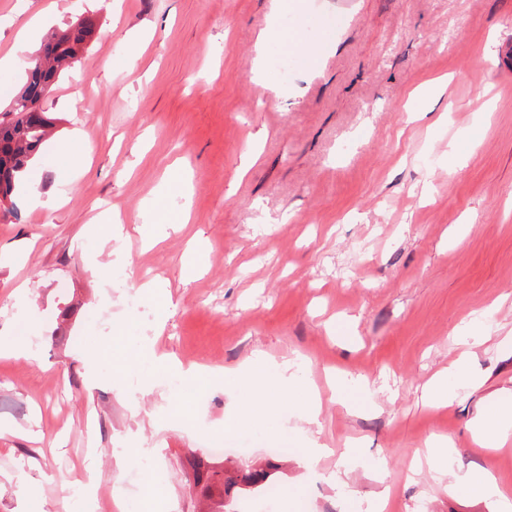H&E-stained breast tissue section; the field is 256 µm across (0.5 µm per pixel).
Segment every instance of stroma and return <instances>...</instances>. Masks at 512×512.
I'll return each mask as SVG.
<instances>
[{
    "label": "stroma",
    "instance_id": "1",
    "mask_svg": "<svg viewBox=\"0 0 512 512\" xmlns=\"http://www.w3.org/2000/svg\"><path fill=\"white\" fill-rule=\"evenodd\" d=\"M0 0V109L24 61L72 21L95 23L89 48L44 106L51 139L0 220V512H100L99 492L132 500L146 479L169 512H199L192 464L215 442L240 444L247 469L275 461L278 512H497L495 499L446 490L413 470L428 439H452V472L491 469L512 491V446L474 442L489 401L512 391V0ZM35 42L20 31L33 17ZM280 29L291 81L259 36ZM320 46L310 59L309 46ZM444 93L412 113L426 80ZM81 144L54 155L73 128ZM185 178L167 190L172 167ZM62 193L53 210L29 194ZM165 195L187 221L154 245L136 228ZM123 226L104 244L102 214ZM172 305L160 311L141 281ZM43 324L30 332L28 318ZM125 329L133 347L213 369L295 360L319 391V425L281 397L275 417L234 437L238 395L144 387L138 372L90 376L89 340ZM467 353L472 387L452 405L424 385ZM346 382L339 396L328 383ZM191 398L197 422L168 410ZM150 467L116 459L130 444ZM327 453L306 465L302 451ZM272 448L286 456L270 458ZM94 493L73 499L72 480Z\"/></svg>",
    "mask_w": 512,
    "mask_h": 512
}]
</instances>
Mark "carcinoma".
I'll return each mask as SVG.
<instances>
[{
    "label": "carcinoma",
    "mask_w": 512,
    "mask_h": 512,
    "mask_svg": "<svg viewBox=\"0 0 512 512\" xmlns=\"http://www.w3.org/2000/svg\"><path fill=\"white\" fill-rule=\"evenodd\" d=\"M93 34V23L79 20L51 33L36 56L38 65L27 71V81L9 108L0 114V217L15 213L12 200L18 176L29 165L46 141L53 118L44 111L42 101L57 79L78 60ZM276 467L250 469L235 476L200 462L195 470V484L208 498H218V507L234 512V493L245 489L264 490Z\"/></svg>",
    "instance_id": "cac0c4a2"
}]
</instances>
